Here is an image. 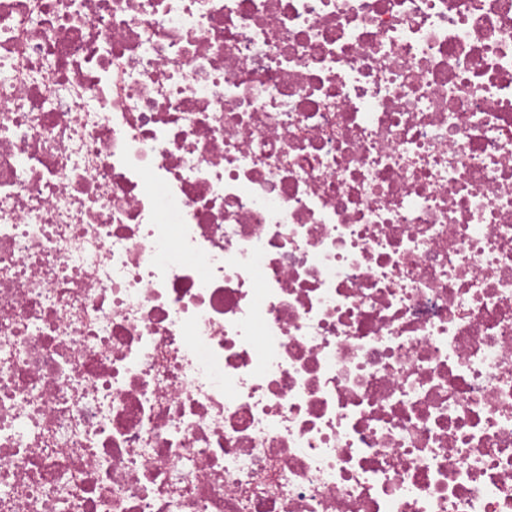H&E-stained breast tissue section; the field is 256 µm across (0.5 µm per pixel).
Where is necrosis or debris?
<instances>
[{"mask_svg":"<svg viewBox=\"0 0 512 512\" xmlns=\"http://www.w3.org/2000/svg\"><path fill=\"white\" fill-rule=\"evenodd\" d=\"M0 512H512V0H0Z\"/></svg>","mask_w":512,"mask_h":512,"instance_id":"obj_1","label":"necrosis or debris"}]
</instances>
